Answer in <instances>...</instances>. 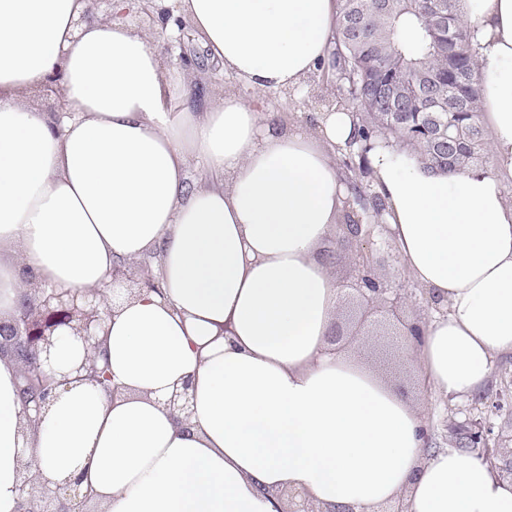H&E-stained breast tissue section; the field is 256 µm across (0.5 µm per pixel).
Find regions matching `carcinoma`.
<instances>
[{
	"mask_svg": "<svg viewBox=\"0 0 512 512\" xmlns=\"http://www.w3.org/2000/svg\"><path fill=\"white\" fill-rule=\"evenodd\" d=\"M481 62L465 28L460 0H343L324 67L335 102L356 113L346 150L365 157L375 144L408 147L432 170L455 174L482 160ZM353 204L383 213L381 198L348 176ZM457 450L496 455L452 431Z\"/></svg>",
	"mask_w": 512,
	"mask_h": 512,
	"instance_id": "obj_1",
	"label": "carcinoma"
}]
</instances>
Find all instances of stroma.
<instances>
[{"mask_svg": "<svg viewBox=\"0 0 512 512\" xmlns=\"http://www.w3.org/2000/svg\"><path fill=\"white\" fill-rule=\"evenodd\" d=\"M160 48L164 65H171L178 54H185L189 62L182 71L187 82L196 91L211 99L223 97L230 81L223 68L208 57L197 37H189L182 48L173 49L162 35H154ZM334 83H318L310 79L303 93H284L280 96V122H299L311 125L315 115L324 111V102L332 98ZM384 233L374 232L372 250L377 259V269L385 287L396 290L404 298L395 317L377 324L360 354L393 384L398 393L420 408L428 424L432 447L449 448L453 442L448 433L450 423L474 424L488 421L492 428L488 438L498 447H512V388L504 389L497 373L501 367L512 369V353L497 354L492 359V372L480 397L442 398L419 382V369L411 348L402 335L406 323L427 322L435 313V306L427 293L414 283L406 273L396 248L383 245Z\"/></svg>", "mask_w": 512, "mask_h": 512, "instance_id": "35a3bbf8", "label": "stroma"}]
</instances>
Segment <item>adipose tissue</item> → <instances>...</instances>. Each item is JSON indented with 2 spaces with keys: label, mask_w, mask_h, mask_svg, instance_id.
Here are the masks:
<instances>
[{
  "label": "adipose tissue",
  "mask_w": 512,
  "mask_h": 512,
  "mask_svg": "<svg viewBox=\"0 0 512 512\" xmlns=\"http://www.w3.org/2000/svg\"><path fill=\"white\" fill-rule=\"evenodd\" d=\"M156 28L190 21L244 86L197 102L180 68L86 0H0V318L22 268L58 288H106L103 348L117 395L76 384L23 430L18 368L0 357V512L28 472L79 481L88 512H277L278 491L327 512H512V481L454 449L427 450L418 407L362 364L328 351L340 287L319 251L345 217L333 155L356 118L281 126L274 93L305 90L336 28V0H153ZM483 67L495 159L456 174L407 149L367 155L384 222L409 276L443 315L415 350L441 397L486 385L512 353V0H463ZM62 70V117L21 92ZM199 167L187 184V163ZM154 252L156 288L129 296L115 266ZM190 381L191 413L164 402Z\"/></svg>",
  "instance_id": "adipose-tissue-1"
}]
</instances>
